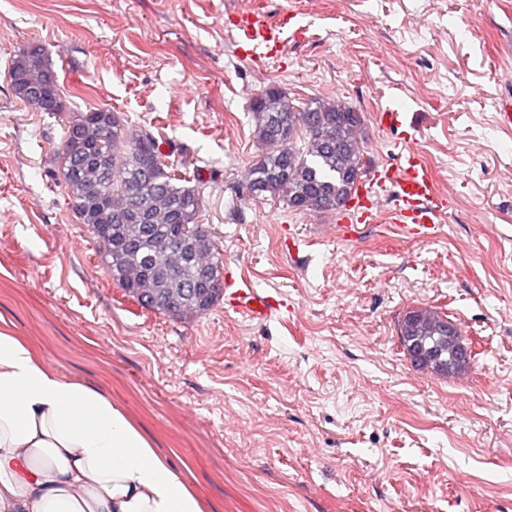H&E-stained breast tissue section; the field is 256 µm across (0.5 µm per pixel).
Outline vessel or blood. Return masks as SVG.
<instances>
[{
    "label": "vessel or blood",
    "instance_id": "1",
    "mask_svg": "<svg viewBox=\"0 0 512 512\" xmlns=\"http://www.w3.org/2000/svg\"><path fill=\"white\" fill-rule=\"evenodd\" d=\"M232 24L242 36V55L254 64H261L263 59L285 48L284 23L270 22L263 13H245L233 17ZM388 185L396 189L392 210L394 224L414 239L423 241L430 238L439 218L447 209V203L438 196L433 176L419 151L412 146L406 147L396 161L373 169L368 187L360 188L346 205L342 222L336 227L337 233L347 237L353 227L372 222L378 208L374 189ZM224 295L229 310L252 320L267 318L281 305L280 300L259 294L251 288L239 287L232 280L225 283Z\"/></svg>",
    "mask_w": 512,
    "mask_h": 512
}]
</instances>
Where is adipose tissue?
<instances>
[{
  "label": "adipose tissue",
  "mask_w": 512,
  "mask_h": 512,
  "mask_svg": "<svg viewBox=\"0 0 512 512\" xmlns=\"http://www.w3.org/2000/svg\"><path fill=\"white\" fill-rule=\"evenodd\" d=\"M0 512H202L111 398L0 329Z\"/></svg>",
  "instance_id": "1"
}]
</instances>
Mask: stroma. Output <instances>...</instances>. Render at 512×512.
Listing matches in <instances>:
<instances>
[{
	"mask_svg": "<svg viewBox=\"0 0 512 512\" xmlns=\"http://www.w3.org/2000/svg\"><path fill=\"white\" fill-rule=\"evenodd\" d=\"M287 4L286 49L255 68L228 17ZM31 44L67 115L108 109L155 135L201 195L225 278L283 308L172 318L112 281L58 177L64 117L10 88ZM271 86L359 112L366 170L414 145L448 201L436 235L391 224L390 187L347 239L340 214L236 195L259 153L249 104ZM507 96L512 0H0V327L122 407L203 512H512ZM415 308L458 325L464 372L410 365L397 326Z\"/></svg>",
	"mask_w": 512,
	"mask_h": 512,
	"instance_id": "35a3bbf8",
	"label": "stroma"
}]
</instances>
